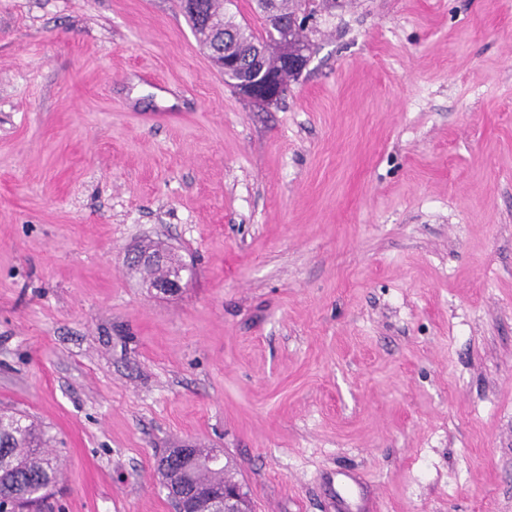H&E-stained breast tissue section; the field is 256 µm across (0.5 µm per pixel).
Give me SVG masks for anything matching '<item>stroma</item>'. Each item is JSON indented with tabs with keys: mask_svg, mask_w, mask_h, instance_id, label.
Here are the masks:
<instances>
[{
	"mask_svg": "<svg viewBox=\"0 0 512 512\" xmlns=\"http://www.w3.org/2000/svg\"><path fill=\"white\" fill-rule=\"evenodd\" d=\"M277 103L179 0H0V408L52 512H174L168 448L253 512H512V0H319ZM171 250V295L126 262ZM298 72L285 71L281 76V87L283 95L288 91V82L290 78L295 77ZM281 87L277 78L271 76L265 82L260 84H251L250 82H239L237 90L240 94L249 98L262 101L267 104L277 102L281 96ZM214 450H202L196 448L197 461L195 466L186 472L184 465H169L164 470L158 464V471L162 477V484L167 487L197 486L218 492L224 484V511L222 512H250L247 508L246 495L242 484L234 477L229 476L224 481V471L228 472L226 465L222 464L223 457L215 453L213 461L224 466L220 467L211 463V454ZM192 479V484L188 480ZM336 485L346 491L345 495L336 491V497L343 503H353L356 510L368 512L377 511V507L362 501L359 492V483L350 470H342L336 473Z\"/></svg>",
	"mask_w": 512,
	"mask_h": 512,
	"instance_id": "stroma-1",
	"label": "stroma"
}]
</instances>
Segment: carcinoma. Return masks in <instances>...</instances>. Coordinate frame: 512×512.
<instances>
[{
  "instance_id": "obj_1",
  "label": "carcinoma",
  "mask_w": 512,
  "mask_h": 512,
  "mask_svg": "<svg viewBox=\"0 0 512 512\" xmlns=\"http://www.w3.org/2000/svg\"><path fill=\"white\" fill-rule=\"evenodd\" d=\"M255 12L262 20L257 33L236 20L224 9V0H180L195 33L209 51V58L220 65L224 56L239 61L238 79L251 81L287 54L278 38L277 19L297 14L303 0H276L277 14L265 11L263 0H255ZM48 439L42 429H35L27 415L0 411V503L16 512H40V505L56 484L57 460L46 450ZM212 450L196 449L197 461L190 471L183 465H169L159 470L167 487L192 484L219 491L224 484V470L211 463Z\"/></svg>"
}]
</instances>
